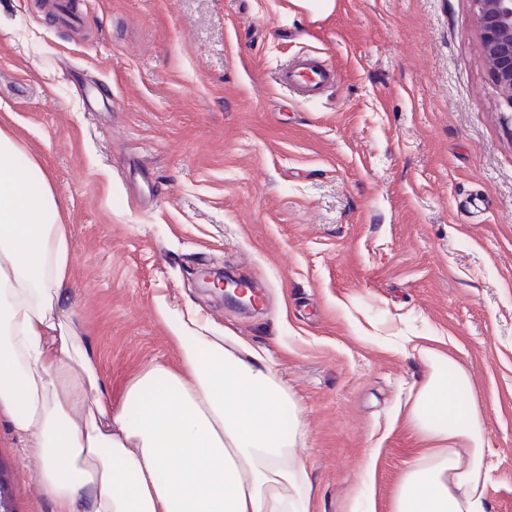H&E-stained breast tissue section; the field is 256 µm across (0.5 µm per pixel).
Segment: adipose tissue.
<instances>
[{
	"instance_id": "1",
	"label": "adipose tissue",
	"mask_w": 512,
	"mask_h": 512,
	"mask_svg": "<svg viewBox=\"0 0 512 512\" xmlns=\"http://www.w3.org/2000/svg\"><path fill=\"white\" fill-rule=\"evenodd\" d=\"M43 167L0 129V411L37 460L53 512H310L303 409L269 350L196 309L155 312L178 352L113 406L70 293L71 243ZM409 419L420 449L391 512H488L469 372L429 347ZM291 417H284V408Z\"/></svg>"
}]
</instances>
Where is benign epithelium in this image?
Listing matches in <instances>:
<instances>
[{"instance_id": "1", "label": "benign epithelium", "mask_w": 512, "mask_h": 512, "mask_svg": "<svg viewBox=\"0 0 512 512\" xmlns=\"http://www.w3.org/2000/svg\"><path fill=\"white\" fill-rule=\"evenodd\" d=\"M477 9L483 53L490 75L504 101L512 107V0H472ZM201 287L213 289L221 300L241 307L255 306L246 299L245 282L222 272L204 271Z\"/></svg>"}]
</instances>
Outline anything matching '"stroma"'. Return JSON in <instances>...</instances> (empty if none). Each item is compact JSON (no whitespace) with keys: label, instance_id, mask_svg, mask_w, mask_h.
Wrapping results in <instances>:
<instances>
[{"label":"stroma","instance_id":"stroma-1","mask_svg":"<svg viewBox=\"0 0 512 512\" xmlns=\"http://www.w3.org/2000/svg\"><path fill=\"white\" fill-rule=\"evenodd\" d=\"M75 2L80 28L0 0V128L66 202L113 404L177 358L156 298L199 308L277 359L312 512H388L431 346L473 380L486 499L512 512V107L471 0H336L318 21L291 0ZM304 53L339 75L311 102L275 81ZM214 266L263 303L202 293ZM0 470L16 512H52L1 413Z\"/></svg>","mask_w":512,"mask_h":512}]
</instances>
